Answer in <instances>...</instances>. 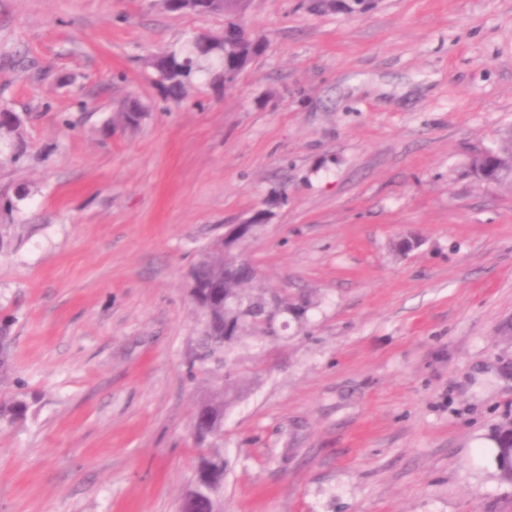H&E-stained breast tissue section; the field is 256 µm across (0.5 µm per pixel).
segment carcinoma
Segmentation results:
<instances>
[{"mask_svg": "<svg viewBox=\"0 0 512 512\" xmlns=\"http://www.w3.org/2000/svg\"><path fill=\"white\" fill-rule=\"evenodd\" d=\"M264 41L252 42L244 32L230 37L196 35L176 43L146 60L155 76V84L168 99L181 101L198 90L219 70L241 68L253 58L261 57ZM8 108H0V138L13 150L5 160L18 164L24 158L20 143V125L10 120ZM146 117L144 106L135 99L125 100L110 124L125 129L138 127ZM234 251L216 241L204 249L196 263V278L202 285L199 311L203 317L190 369L213 373L224 371V386L210 392L198 405L193 416L194 437L201 446L196 457L194 476L182 503L187 512H215L216 500L224 489L227 463L223 452L215 447L224 433V412L238 397L239 379L233 371L237 363L236 350L247 338L267 345L277 339L265 324L269 292L249 287L250 276L224 279V267L229 265ZM29 404L24 394L17 392L0 399V424L18 423L27 415ZM499 478L512 484V421L495 432Z\"/></svg>", "mask_w": 512, "mask_h": 512, "instance_id": "obj_1", "label": "carcinoma"}]
</instances>
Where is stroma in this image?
Returning a JSON list of instances; mask_svg holds the SVG:
<instances>
[{"mask_svg": "<svg viewBox=\"0 0 512 512\" xmlns=\"http://www.w3.org/2000/svg\"><path fill=\"white\" fill-rule=\"evenodd\" d=\"M249 0L268 44L237 89L164 99L146 58L220 15L160 0H0V317L24 421L0 512H179L202 318L187 271L225 225L252 288L311 301L246 341L218 512H512V0ZM147 116L105 124L128 96ZM12 207H4L5 199ZM13 112L8 108H0V117L2 115V120L0 122V137L3 139L6 144L9 142L13 146V150L9 155L5 157V160L18 164L24 158V150L20 143L21 133H20V125L15 124L10 120L9 114ZM497 442L498 476L512 484V421L500 426L495 432Z\"/></svg>", "mask_w": 512, "mask_h": 512, "instance_id": "35a3bbf8", "label": "stroma"}]
</instances>
